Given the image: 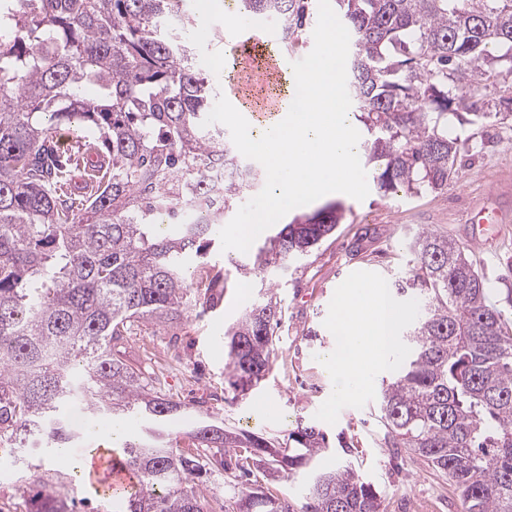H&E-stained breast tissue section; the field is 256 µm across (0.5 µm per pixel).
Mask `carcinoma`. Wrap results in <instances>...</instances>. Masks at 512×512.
I'll return each mask as SVG.
<instances>
[{
  "label": "carcinoma",
  "mask_w": 512,
  "mask_h": 512,
  "mask_svg": "<svg viewBox=\"0 0 512 512\" xmlns=\"http://www.w3.org/2000/svg\"><path fill=\"white\" fill-rule=\"evenodd\" d=\"M249 16L272 15L278 43L305 38L317 0H239ZM350 34L347 88L366 128L358 145L377 166L383 194L434 192L458 176L469 147L448 116L482 125L512 116V96L493 100L512 75V0H334ZM181 0H19L0 4V443L19 460L52 451L75 433L64 411L121 412L172 421L182 403L157 376L127 359L138 322L174 323L224 298V274L204 262L224 216L266 180L231 137L202 126L212 93L194 65ZM507 48L509 54L499 53ZM86 84L97 96L82 94ZM78 126L105 156L62 157L56 132ZM224 155L242 174L193 195L197 217L170 223L181 179ZM94 172L96 191H72L73 172ZM340 202L294 218L235 261L247 276L286 271L343 219ZM392 283L416 298L409 352L383 387L385 443L448 479L463 512H512V333L467 247L426 231ZM203 259L198 280L185 255ZM282 321L263 294L224 327V391L244 396L269 373ZM202 420L188 444L124 433L119 464L140 490L125 512H383L376 487L351 464L316 473L294 497L265 491L254 474L311 469L330 449L303 423L284 437ZM28 512H70L41 483Z\"/></svg>",
  "instance_id": "cac0c4a2"
}]
</instances>
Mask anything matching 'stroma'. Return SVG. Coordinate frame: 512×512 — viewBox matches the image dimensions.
<instances>
[{
    "mask_svg": "<svg viewBox=\"0 0 512 512\" xmlns=\"http://www.w3.org/2000/svg\"><path fill=\"white\" fill-rule=\"evenodd\" d=\"M207 0H184V8L198 22L190 34L194 64L210 80L214 94L224 87V55L231 47L235 25H257V18L228 13L226 20L203 22ZM463 133L475 136L477 149L463 153L462 167L447 189L414 195L405 191L382 196L370 188L361 201L338 194L345 215L333 235L309 256L290 265L286 273L267 272L244 276L228 264L225 252L216 249L209 264L224 271V301L208 316L187 313L180 321L136 327L132 346L147 339L173 344L184 366L168 378L174 398L188 408L168 429L185 436L199 419L191 404L208 394L224 392V327L234 322L269 283H277L284 326L276 342L272 371L237 401L216 402L225 425L276 437L304 420L343 435L350 453L334 448L316 462L318 471L336 469L352 462L373 483L383 499L385 512H427L439 503V512H463L460 497L449 482L426 466L394 453L382 443L379 405L383 381L396 372L408 340L396 334L393 349L375 372L363 395L339 400L332 394L330 379L321 364L324 354L336 344V300L339 290L356 279L390 284L409 268V244L430 231L468 246L479 272L490 279L492 299L512 321V128L497 122L464 125ZM499 209L503 224H481L477 214L483 205ZM479 235L497 247L485 254L472 248L470 239ZM112 422L100 414H77L78 435L68 451L79 457L100 448ZM56 465L41 448L29 451L20 470L0 474V512H25L23 480L31 475L52 481Z\"/></svg>",
    "mask_w": 512,
    "mask_h": 512,
    "instance_id": "1",
    "label": "stroma"
}]
</instances>
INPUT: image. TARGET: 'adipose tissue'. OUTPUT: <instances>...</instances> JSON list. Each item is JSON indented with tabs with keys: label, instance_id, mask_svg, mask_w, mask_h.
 <instances>
[{
	"label": "adipose tissue",
	"instance_id": "obj_1",
	"mask_svg": "<svg viewBox=\"0 0 512 512\" xmlns=\"http://www.w3.org/2000/svg\"><path fill=\"white\" fill-rule=\"evenodd\" d=\"M406 317L381 283H350L340 289L336 348L322 359L335 381L337 396L354 398L370 386L371 372L381 364Z\"/></svg>",
	"mask_w": 512,
	"mask_h": 512
}]
</instances>
